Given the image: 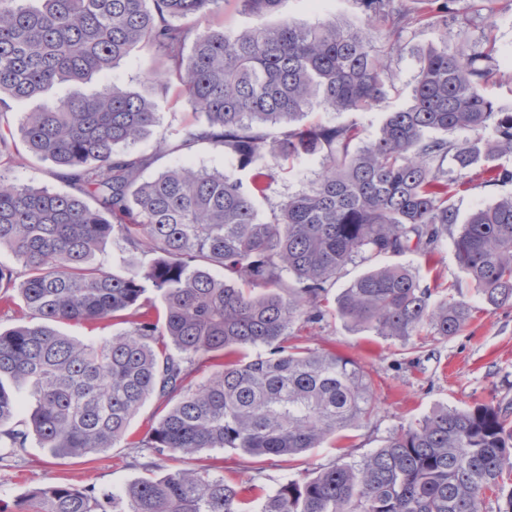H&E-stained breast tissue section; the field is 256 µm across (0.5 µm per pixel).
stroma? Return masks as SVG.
Instances as JSON below:
<instances>
[{"mask_svg":"<svg viewBox=\"0 0 512 512\" xmlns=\"http://www.w3.org/2000/svg\"><path fill=\"white\" fill-rule=\"evenodd\" d=\"M456 9L457 17L449 21L447 28L418 25L396 45L391 58L392 86L380 105L364 112H323L320 120L332 124L356 122L364 139H373L388 113L409 104L421 51L443 40L467 54L493 50L498 70L488 93L497 106L512 110V0H499L495 25L491 28L486 27L482 15L472 10L470 0H457ZM283 18L302 25L329 19L351 28L362 21L355 0H283L279 12L270 15L268 21L274 24ZM146 66L143 52L136 50L113 71L112 77L157 105L158 123L128 148L134 155L149 154L158 142H166L168 152L147 170L153 176L181 159L177 150L181 132L196 117L176 84L143 82L142 71ZM318 169L317 162L308 160L282 174L268 198L257 199L259 217L267 218L272 202L283 195L305 188ZM0 172L19 185L46 187L61 193L70 190L67 183L56 177L55 167L48 161L30 158L8 162L0 167ZM466 179L467 189L455 197L460 220L478 206L512 194V184L485 185L476 168L467 172ZM458 230L457 224L449 226V237L442 242L432 268H424L414 254L396 258L397 263L417 269L439 298L445 295L448 283L460 275L452 241ZM465 295L474 308L471 322L459 335L436 342L422 336L412 337L407 343L387 339L355 329L332 314L317 323L299 322L292 326L290 342L313 349H335L338 354L358 360L375 380V416L367 426L351 431L341 447L315 448L288 462L262 457L249 464L239 463L232 449L206 448L190 457L162 460L160 472L220 462L225 478L259 486L262 492L269 493L289 479L310 476L320 467L357 459L381 447L393 430L420 418L434 406L467 408L491 400L512 405V306L486 305L470 289ZM161 413V402L149 398L132 418L126 440L102 454L60 458L34 443L24 448L0 447V512H27L31 493L42 487L68 486L100 494L122 490L145 475L144 465L152 455L148 449L137 447L136 442Z\"/></svg>","mask_w":512,"mask_h":512,"instance_id":"1","label":"stroma"}]
</instances>
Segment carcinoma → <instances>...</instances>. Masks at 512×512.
Segmentation results:
<instances>
[{
  "instance_id": "obj_1",
  "label": "carcinoma",
  "mask_w": 512,
  "mask_h": 512,
  "mask_svg": "<svg viewBox=\"0 0 512 512\" xmlns=\"http://www.w3.org/2000/svg\"><path fill=\"white\" fill-rule=\"evenodd\" d=\"M29 2L0 0V108L59 83L96 75L102 85L27 113L19 127L26 150L56 165L74 192L0 173V249L23 268L0 266V288L18 291L0 305L27 318L0 331V445L25 448L33 437L58 457L106 452L151 396L167 410L140 446L161 459L231 448L286 461L368 424L377 411L370 373L333 350L288 344V330L323 317L328 288L351 263L405 253L430 261L457 223L464 172L512 182L497 164L512 155V111L487 94L492 53L462 57L444 39L421 54L412 104L389 113L375 138L362 140L354 123L303 118L380 103L394 44L421 22L448 27L456 0H427L422 15L413 0H355L356 28L268 24L282 0ZM227 4L252 25L225 28L217 18ZM383 32L394 39L386 49L376 46ZM135 49L153 60L145 80L179 85L198 115L181 147L221 146L252 171L248 184L187 158L146 179L154 156L122 152L158 123L151 99L111 79ZM461 131L475 138L444 137ZM12 139L0 128V156L11 161L20 157ZM307 159L318 160L317 177L259 219L255 198L285 164ZM115 235L158 257L124 275L105 271L95 254ZM453 246L462 278L444 298L410 269L385 265L344 289L338 316L377 336L436 341L471 318L465 286L488 305H512V195L475 209ZM122 312L129 328L98 344L56 329ZM257 345L265 354L223 362L224 352ZM205 366L211 375L193 382ZM25 387L34 404L23 418ZM511 473L512 407L489 401L435 408L373 452L290 480L255 507L253 487L202 466L151 471L105 497L47 487L29 512H481L488 492L512 512Z\"/></svg>"
}]
</instances>
